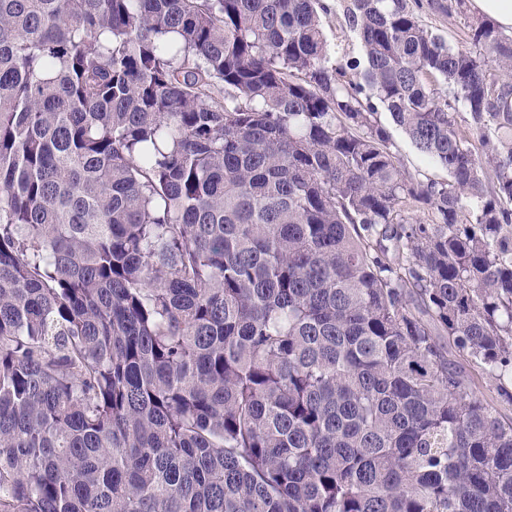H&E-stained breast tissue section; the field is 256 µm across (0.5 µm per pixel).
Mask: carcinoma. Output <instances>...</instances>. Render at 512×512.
Masks as SVG:
<instances>
[{
  "label": "carcinoma",
  "instance_id": "1",
  "mask_svg": "<svg viewBox=\"0 0 512 512\" xmlns=\"http://www.w3.org/2000/svg\"><path fill=\"white\" fill-rule=\"evenodd\" d=\"M340 2L0 0V512H512V35ZM323 3L330 7L324 19V27L331 61L334 63L336 58L340 59L345 54L358 56L360 46L347 28L342 11L336 7V0H323ZM421 19L432 30L453 45H465L468 42L467 20L463 16L442 14L429 7L430 0H422ZM393 150L399 157L403 168L423 181H446L447 171L433 160L418 151L409 139L396 128H391Z\"/></svg>",
  "mask_w": 512,
  "mask_h": 512
}]
</instances>
